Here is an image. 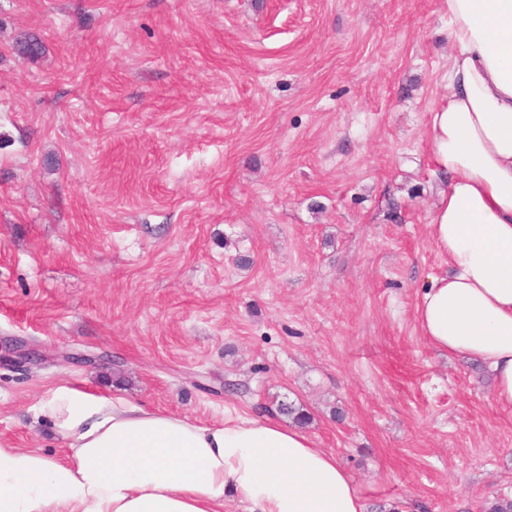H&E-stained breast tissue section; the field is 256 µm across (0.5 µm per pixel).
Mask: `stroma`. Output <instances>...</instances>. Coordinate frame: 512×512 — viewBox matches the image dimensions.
<instances>
[{
    "instance_id": "stroma-1",
    "label": "stroma",
    "mask_w": 512,
    "mask_h": 512,
    "mask_svg": "<svg viewBox=\"0 0 512 512\" xmlns=\"http://www.w3.org/2000/svg\"><path fill=\"white\" fill-rule=\"evenodd\" d=\"M445 10L0 0V351L41 355L0 361V446L65 457L31 411L62 382L201 424L285 396L367 512L512 496V406L415 321Z\"/></svg>"
}]
</instances>
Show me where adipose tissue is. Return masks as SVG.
I'll use <instances>...</instances> for the list:
<instances>
[{
  "label": "adipose tissue",
  "instance_id": "obj_1",
  "mask_svg": "<svg viewBox=\"0 0 512 512\" xmlns=\"http://www.w3.org/2000/svg\"><path fill=\"white\" fill-rule=\"evenodd\" d=\"M448 100L429 114L440 179L429 234L448 258L416 306L438 351L486 364L512 405V0H444ZM32 410L64 460L0 447V512H367L332 452L275 417L201 425L60 383Z\"/></svg>",
  "mask_w": 512,
  "mask_h": 512
}]
</instances>
